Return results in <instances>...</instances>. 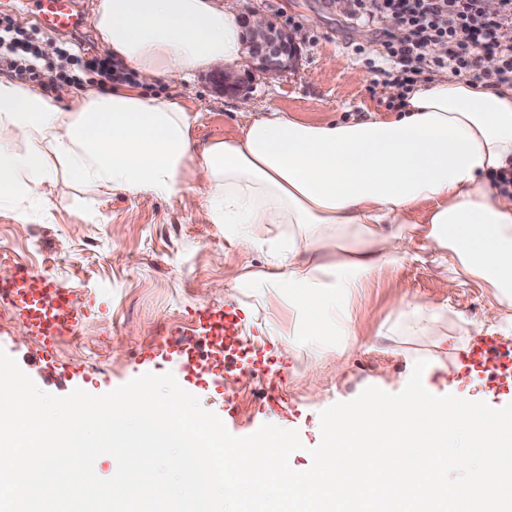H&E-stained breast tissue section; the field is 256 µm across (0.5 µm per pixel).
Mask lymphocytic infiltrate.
I'll use <instances>...</instances> for the list:
<instances>
[{
	"label": "lymphocytic infiltrate",
	"mask_w": 512,
	"mask_h": 512,
	"mask_svg": "<svg viewBox=\"0 0 512 512\" xmlns=\"http://www.w3.org/2000/svg\"><path fill=\"white\" fill-rule=\"evenodd\" d=\"M359 17L395 21L399 34L379 38L388 60L399 65L397 83L413 85L421 66L452 70L475 80L512 83V44L497 39V30L512 24V0H500L489 14L484 0H349ZM56 59L62 81L81 88L126 80L108 57L70 53L65 43L44 37L38 27L19 30L0 17V72L21 81L38 78V67Z\"/></svg>",
	"instance_id": "obj_1"
}]
</instances>
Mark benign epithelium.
<instances>
[{"label":"benign epithelium","mask_w":512,"mask_h":512,"mask_svg":"<svg viewBox=\"0 0 512 512\" xmlns=\"http://www.w3.org/2000/svg\"><path fill=\"white\" fill-rule=\"evenodd\" d=\"M256 12L240 17L246 32V47L257 68L269 75H277L288 68L296 52L295 37L267 19L255 20ZM214 89L226 97H238L243 92L242 78L236 71L217 67L210 75Z\"/></svg>","instance_id":"7a95c632"}]
</instances>
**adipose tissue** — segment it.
Instances as JSON below:
<instances>
[{"instance_id": "obj_1", "label": "adipose tissue", "mask_w": 512, "mask_h": 512, "mask_svg": "<svg viewBox=\"0 0 512 512\" xmlns=\"http://www.w3.org/2000/svg\"><path fill=\"white\" fill-rule=\"evenodd\" d=\"M240 15L230 0H96L102 46L140 84L77 95L0 77V206L48 199L61 177L203 205L237 250L265 256L241 279L271 285L263 332L291 358L340 360L358 342L365 288L408 259L479 281L484 324L512 332V189L494 180L512 168V85L382 83L396 114L337 123L245 103L238 135L199 153L194 112L142 87L235 67ZM447 327V307L409 300L378 333L399 345Z\"/></svg>"}]
</instances>
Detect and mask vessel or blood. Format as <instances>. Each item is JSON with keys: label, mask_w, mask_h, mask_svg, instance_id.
Here are the masks:
<instances>
[{"label": "vessel or blood", "mask_w": 512, "mask_h": 512, "mask_svg": "<svg viewBox=\"0 0 512 512\" xmlns=\"http://www.w3.org/2000/svg\"><path fill=\"white\" fill-rule=\"evenodd\" d=\"M39 23L56 32L74 33L83 25L72 0H38ZM0 298L7 300L31 336L50 353L56 339L76 330L88 316V302L78 300L62 283L38 274L25 264H16L12 274L0 280ZM240 317L234 311H197L190 328L174 327L165 340V348L178 352L189 372H196V346L205 343L217 351L232 350ZM497 343L488 337L466 351L469 368L501 371L505 364L496 354Z\"/></svg>", "instance_id": "1"}]
</instances>
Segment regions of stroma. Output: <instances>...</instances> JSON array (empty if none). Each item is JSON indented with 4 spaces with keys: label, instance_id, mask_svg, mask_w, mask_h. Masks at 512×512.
Returning a JSON list of instances; mask_svg holds the SVG:
<instances>
[{
    "label": "stroma",
    "instance_id": "obj_1",
    "mask_svg": "<svg viewBox=\"0 0 512 512\" xmlns=\"http://www.w3.org/2000/svg\"><path fill=\"white\" fill-rule=\"evenodd\" d=\"M296 36L297 53L283 73L267 76L249 57L237 68L244 97L254 108L276 106L309 120L348 121L385 115L392 101L381 99L377 85L387 81L389 62L381 55L375 24L348 15L339 0H245ZM366 73L363 82L349 72ZM156 95L177 96L195 112L192 136L197 147L235 137L240 100L217 93L208 74L173 87L156 80ZM70 287L97 305L75 339L65 340L51 363L38 359L39 343L28 334L7 302L0 301V348L45 392L64 396L75 389L101 395L145 373H172L179 385L215 413L228 431L243 437L270 423L297 430L303 450L290 457L292 468L310 467V448L320 442V413L375 386L390 393L407 384L414 364L431 355L435 364L427 381L433 394H453L500 408L512 403V376L466 378L461 356L489 333L481 327L485 292L478 282L459 285L436 263L405 261L383 270L366 288L357 327L368 347L348 350L341 368L322 371L316 386L304 375L314 354L282 356L261 332L266 315L262 285H243L245 268H259L264 257L238 252L224 238V227L211 223L203 206L176 198L106 195L59 179L48 204L34 205L27 223L0 207V278L15 263ZM445 304L473 322L470 334L456 337L447 350L432 336L406 339L400 350L376 339L382 323L400 299ZM204 307L239 311L238 334L244 344L276 354L280 364V400L268 405L266 380L248 366L224 360L200 345L203 378L188 375L173 351H163L172 326L189 325ZM501 352L512 354V335L496 332Z\"/></svg>",
    "mask_w": 512,
    "mask_h": 512
}]
</instances>
